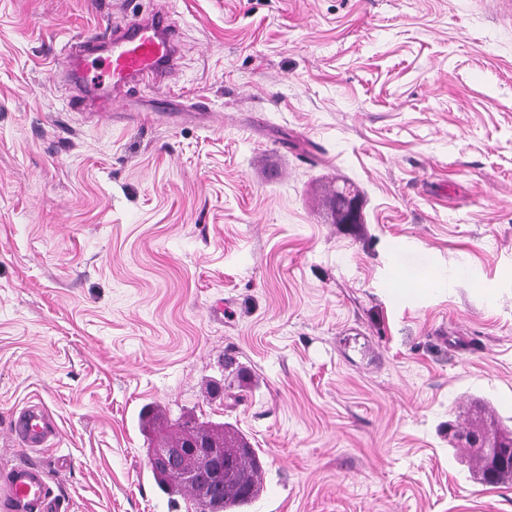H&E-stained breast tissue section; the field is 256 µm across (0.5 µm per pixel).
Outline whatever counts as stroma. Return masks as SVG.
Here are the masks:
<instances>
[{
	"mask_svg": "<svg viewBox=\"0 0 512 512\" xmlns=\"http://www.w3.org/2000/svg\"><path fill=\"white\" fill-rule=\"evenodd\" d=\"M155 11L175 66L102 109L53 60L97 0H0V466L38 403L58 512H195L147 456L192 415L248 512H512L448 438L512 433V0H112ZM13 440L25 452L52 446L58 428L53 417L43 408L24 406L12 414Z\"/></svg>",
	"mask_w": 512,
	"mask_h": 512,
	"instance_id": "35a3bbf8",
	"label": "stroma"
}]
</instances>
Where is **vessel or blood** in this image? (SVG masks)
I'll return each mask as SVG.
<instances>
[{"instance_id": "1", "label": "vessel or blood", "mask_w": 512, "mask_h": 512, "mask_svg": "<svg viewBox=\"0 0 512 512\" xmlns=\"http://www.w3.org/2000/svg\"><path fill=\"white\" fill-rule=\"evenodd\" d=\"M178 51L166 16L151 14L123 22H105L61 52L60 70L78 81L86 99L105 103L113 89L135 78L161 74ZM12 437L25 451L52 446L58 428L47 410L25 406L11 419ZM0 512H56L48 475L28 460L0 472Z\"/></svg>"}]
</instances>
